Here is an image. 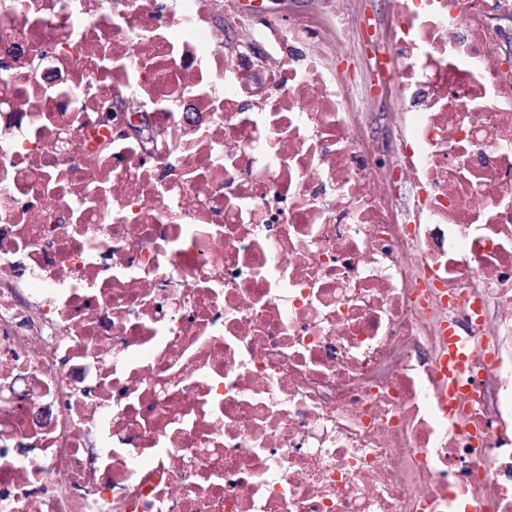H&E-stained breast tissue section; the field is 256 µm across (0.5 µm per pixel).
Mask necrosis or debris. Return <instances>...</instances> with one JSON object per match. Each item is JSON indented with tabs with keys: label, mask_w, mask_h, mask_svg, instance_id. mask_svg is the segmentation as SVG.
<instances>
[{
	"label": "necrosis or debris",
	"mask_w": 512,
	"mask_h": 512,
	"mask_svg": "<svg viewBox=\"0 0 512 512\" xmlns=\"http://www.w3.org/2000/svg\"><path fill=\"white\" fill-rule=\"evenodd\" d=\"M327 2L0 0V512H512V0ZM267 10L279 12L289 17L308 14L313 9L314 0H264ZM282 1H288L282 3ZM351 4L372 17L380 33L390 30L392 25V0H351ZM398 109L384 97L374 98L367 109L365 134L381 157L391 158L396 150Z\"/></svg>",
	"instance_id": "necrosis-or-debris-1"
}]
</instances>
